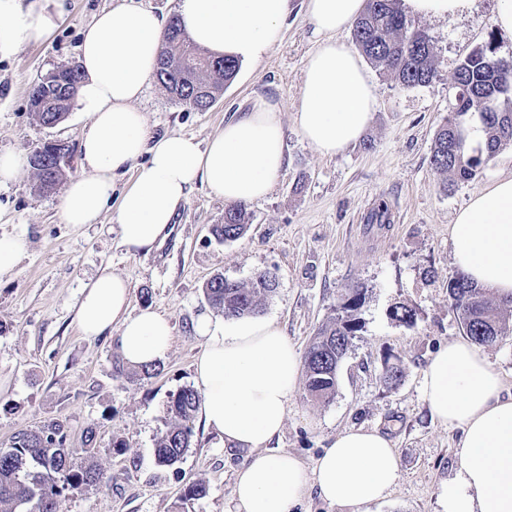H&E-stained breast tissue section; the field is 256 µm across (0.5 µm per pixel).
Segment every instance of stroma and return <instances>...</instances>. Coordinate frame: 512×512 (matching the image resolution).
Here are the masks:
<instances>
[{
	"label": "stroma",
	"instance_id": "stroma-1",
	"mask_svg": "<svg viewBox=\"0 0 512 512\" xmlns=\"http://www.w3.org/2000/svg\"><path fill=\"white\" fill-rule=\"evenodd\" d=\"M116 2L68 0L49 36L0 57V152L21 162L16 179L0 187V237L26 243L15 266L0 274V447L18 431L52 419L64 422L74 448L87 428H95L94 461L104 480L64 492L58 512H174L178 502L185 512H232L235 476L250 462V451L223 445L199 418L181 463L157 466L153 448L170 423V394L194 383L193 363L203 349L198 316H222L203 294L206 282L219 275L247 282L268 271L278 287L260 315L275 320L301 352L335 316L348 288L366 294L363 328L340 366L334 398L313 401L297 386L272 449L310 467L343 431L380 430L398 454L401 479L385 500L360 512H443L440 487L458 467L461 431L432 416L421 385L431 357L464 336L448 302L455 271L449 231L475 194L512 176V145L474 178L450 187L431 168V146L456 104L459 63L489 46L496 59L512 65V32L494 23L497 0H475L471 12L455 18L411 16L432 40L437 80L405 88L370 69L377 98L371 121L357 142L333 157L322 156L296 128L306 63L319 40L305 0H290L281 40L261 60L241 64L207 111L179 104L150 82L138 103L150 135H185L202 144L249 111L256 97L279 100L287 164L265 198L244 202L249 229L242 238L214 237L211 229L223 223L226 204L198 184L178 209L169 237L147 255L121 245L114 210L92 224L64 223L60 191H36L27 164L38 144L60 140L73 150L66 176L81 173L78 147L88 116L75 104L58 125H42L29 110V95L50 73L77 65L82 30ZM382 201L389 227L369 226V212ZM105 268L129 281L132 311L150 306L171 321L172 346L151 378L114 371L121 357L117 334L89 339L76 327L81 290ZM401 304L415 309L413 324L392 317ZM389 360L403 371L394 386L384 381ZM194 483L205 484L207 496L181 502Z\"/></svg>",
	"mask_w": 512,
	"mask_h": 512
}]
</instances>
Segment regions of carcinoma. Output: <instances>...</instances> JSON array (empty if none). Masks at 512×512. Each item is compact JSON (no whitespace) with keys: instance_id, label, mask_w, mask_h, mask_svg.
Listing matches in <instances>:
<instances>
[{"instance_id":"cac0c4a2","label":"carcinoma","mask_w":512,"mask_h":512,"mask_svg":"<svg viewBox=\"0 0 512 512\" xmlns=\"http://www.w3.org/2000/svg\"><path fill=\"white\" fill-rule=\"evenodd\" d=\"M355 48L379 69L404 87L429 86L437 79L434 50L429 36L412 27L398 7V0H367L365 11L353 26ZM239 62L215 59L193 47L179 20L171 18L162 41L156 78L179 103L197 110L209 109L235 78ZM81 72L72 66L48 75L30 95V111L45 125L60 123L74 102ZM454 80L458 88L453 112L437 130L430 163L448 178V185L474 177L501 147L512 144V68L493 56L492 49L476 50L459 64ZM478 115L483 141L468 145L467 120ZM70 154L64 143L43 144L28 163L37 178V189L47 192L61 180ZM248 230L240 205L224 210V223L213 232L224 241L243 237ZM277 288L271 275L259 273L244 284L222 276L209 280L203 292L226 317L241 318L259 312L262 302ZM364 293L350 288L336 305V316L323 323L312 337L303 359L308 396L328 402L336 393L337 372L353 338L361 330L360 310ZM448 301L466 336L478 345H488L509 331L512 300L499 303L486 290L470 283L457 271L448 280ZM201 402L200 393L184 387L169 397L166 405L171 423L156 440L158 465L179 463L192 444L193 422ZM95 431L88 429L84 448L68 446L65 425L50 420L37 429L19 431L10 444L0 448V512H57V497L77 486H93L103 474L91 463L73 466L77 452L92 456Z\"/></svg>"}]
</instances>
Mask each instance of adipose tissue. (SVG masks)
<instances>
[{
  "mask_svg": "<svg viewBox=\"0 0 512 512\" xmlns=\"http://www.w3.org/2000/svg\"><path fill=\"white\" fill-rule=\"evenodd\" d=\"M289 5L290 0H177L175 14L197 47L253 62L280 40ZM364 7L365 0H306L321 40L308 59L296 124L303 139L326 156L359 140L375 110L360 55L337 38ZM63 12V0H0V56L50 34ZM167 24L166 15L139 0H120L94 15L78 45V101L91 124L80 142L84 172L61 195L62 219L90 224L116 204L120 241L135 254L161 245L196 184L228 203L259 200L287 163L281 105L263 97L204 145L183 135H148L137 103L156 73ZM130 170L133 184L114 194V177ZM451 242L457 270L499 297H512V177L496 180L457 213ZM130 306L129 282L102 270L82 289L77 326L89 338L118 330L119 349L132 366L161 360L171 348L169 319L152 308L135 313ZM196 331L204 339L194 362L204 422L225 444L253 453L236 476L235 512H291L311 487L348 508L389 496L400 465L390 439L378 430L341 433L311 468L292 454L269 450L284 427L302 370L298 350L274 320L219 322L204 314ZM502 390L487 357L465 340L440 348L424 371L422 393L432 415L463 431L458 468L442 485L445 512H512V395Z\"/></svg>",
  "mask_w": 512,
  "mask_h": 512,
  "instance_id": "ef3b65f1",
  "label": "adipose tissue"
}]
</instances>
